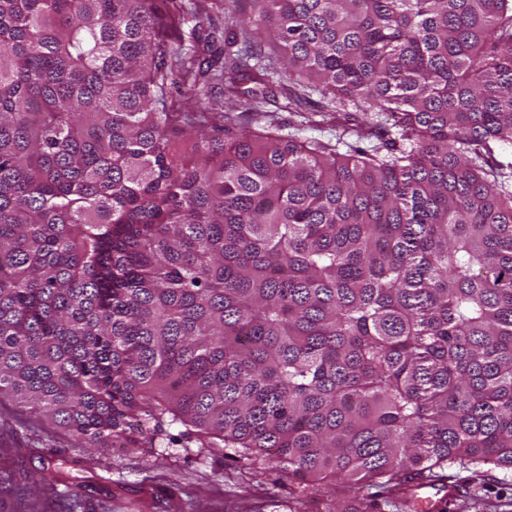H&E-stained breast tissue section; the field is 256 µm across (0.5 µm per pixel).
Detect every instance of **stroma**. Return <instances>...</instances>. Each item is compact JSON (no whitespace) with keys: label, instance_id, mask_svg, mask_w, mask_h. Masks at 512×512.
I'll return each mask as SVG.
<instances>
[{"label":"stroma","instance_id":"obj_1","mask_svg":"<svg viewBox=\"0 0 512 512\" xmlns=\"http://www.w3.org/2000/svg\"><path fill=\"white\" fill-rule=\"evenodd\" d=\"M199 38L211 31L220 36L203 52L207 61H223L225 37L238 35L230 0H181ZM215 111L232 126L255 130L280 127L283 134L323 141L335 140L336 127L303 122L299 113L283 108V98H268L258 110L245 111L228 102L220 89L209 90ZM53 461L67 483L79 487L80 497H54L34 484L21 482L16 493L0 499V512H352L358 497L339 481H329V494L315 493L311 484L261 465L242 468L226 456L195 455L169 460L151 448H76L62 429L39 421L12 400L0 401V467L10 466L29 476L43 462ZM108 467L111 493L95 490L94 467ZM448 479L463 497L480 501L478 512H512V471L481 473L451 466Z\"/></svg>","mask_w":512,"mask_h":512}]
</instances>
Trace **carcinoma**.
<instances>
[{
  "label": "carcinoma",
  "instance_id": "carcinoma-1",
  "mask_svg": "<svg viewBox=\"0 0 512 512\" xmlns=\"http://www.w3.org/2000/svg\"><path fill=\"white\" fill-rule=\"evenodd\" d=\"M247 3L277 60L244 31L204 67L179 0H0V401L418 512L512 470V0ZM276 75L336 144L211 123Z\"/></svg>",
  "mask_w": 512,
  "mask_h": 512
}]
</instances>
